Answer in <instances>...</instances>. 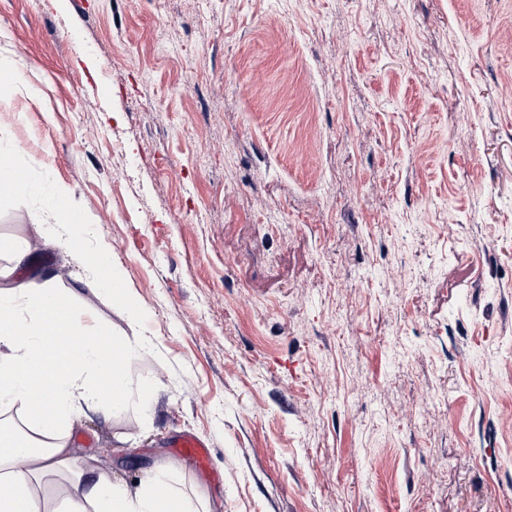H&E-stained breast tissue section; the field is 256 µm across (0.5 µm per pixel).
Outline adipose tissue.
Listing matches in <instances>:
<instances>
[{"mask_svg":"<svg viewBox=\"0 0 512 512\" xmlns=\"http://www.w3.org/2000/svg\"><path fill=\"white\" fill-rule=\"evenodd\" d=\"M134 356L132 344L90 332L55 279L0 289V512H210L160 465L134 487L92 466L72 468L76 418H109L134 396L151 407L152 386L129 375ZM68 470V493L41 506L36 478Z\"/></svg>","mask_w":512,"mask_h":512,"instance_id":"obj_1","label":"adipose tissue"}]
</instances>
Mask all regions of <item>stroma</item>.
I'll return each mask as SVG.
<instances>
[{
	"mask_svg": "<svg viewBox=\"0 0 512 512\" xmlns=\"http://www.w3.org/2000/svg\"><path fill=\"white\" fill-rule=\"evenodd\" d=\"M510 81L512 0H0V160L39 186L0 269L154 391L76 419L77 463L212 512H512ZM53 211L56 219V226L69 233L66 246L71 253L81 255L83 252L84 239L82 235L72 234L71 228L80 225L76 221L78 208L71 196L59 189L53 199ZM92 282L103 283L112 302H125L126 283L121 269L112 262L106 249L101 248L97 252L94 261ZM174 448H178L179 454L195 460L203 473L212 478L215 477V473L209 468L210 446L205 439L186 435L175 444Z\"/></svg>",
	"mask_w": 512,
	"mask_h": 512,
	"instance_id": "stroma-1",
	"label": "stroma"
}]
</instances>
